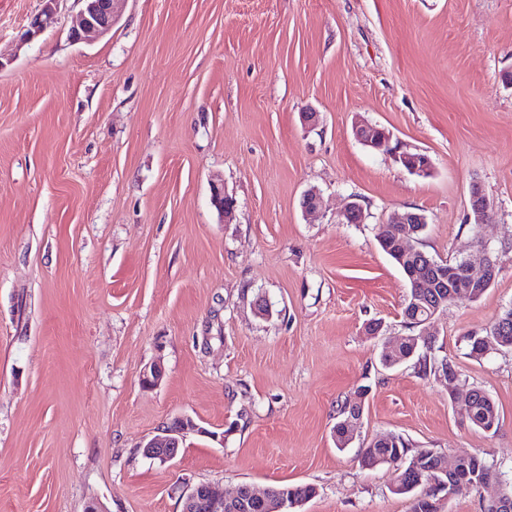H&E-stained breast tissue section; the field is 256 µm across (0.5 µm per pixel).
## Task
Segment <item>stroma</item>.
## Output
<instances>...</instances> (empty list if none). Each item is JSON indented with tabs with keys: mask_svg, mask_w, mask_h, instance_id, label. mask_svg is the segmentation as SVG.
I'll use <instances>...</instances> for the list:
<instances>
[{
	"mask_svg": "<svg viewBox=\"0 0 512 512\" xmlns=\"http://www.w3.org/2000/svg\"><path fill=\"white\" fill-rule=\"evenodd\" d=\"M41 7L0 0V512H181L200 483L313 485L299 512H412L393 467L358 464L390 433L497 464L499 482L441 512L512 488V353L464 342L512 305V0H123L90 44L70 38L78 0H60L22 40ZM360 120L390 151L356 138ZM475 182L492 205L477 235ZM353 198L364 223H337ZM404 210L425 215L433 257L480 241L499 262L433 326L463 388L494 399L496 432L414 362L383 368L365 332L407 333L409 286L376 240ZM154 363L164 377L144 386ZM361 388L362 426L337 449L338 407ZM182 416L204 434L144 457ZM45 5L43 9L36 14L29 23V28L23 34L26 38H31L49 28L55 21L57 4L60 0H43Z\"/></svg>",
	"mask_w": 512,
	"mask_h": 512,
	"instance_id": "1",
	"label": "stroma"
}]
</instances>
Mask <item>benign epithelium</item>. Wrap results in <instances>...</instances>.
I'll return each mask as SVG.
<instances>
[{"mask_svg": "<svg viewBox=\"0 0 512 512\" xmlns=\"http://www.w3.org/2000/svg\"><path fill=\"white\" fill-rule=\"evenodd\" d=\"M59 0H45L43 9L36 14L29 23V28L24 37L31 38L49 28L55 21L57 4ZM85 6L80 12L76 25L73 26L70 37L77 42H92L108 34L118 17V4L122 0H83ZM356 137L365 145L381 149L388 145L389 133L376 125L359 123L355 126ZM400 161L413 173L427 175L431 171V161L428 156L421 157L404 154ZM212 202L218 212L228 216L234 211L233 198L224 194L223 189L213 187ZM471 213L469 221L472 224H487L490 221V201L486 197L483 187L473 183L470 192ZM301 206L308 215L319 212L321 206L320 192L315 188L305 191ZM364 220L363 206L352 201L344 210L336 215L338 224H360ZM426 218L423 214L407 210L397 214L391 221L380 225L379 236L382 239L395 241L397 253L403 256L415 253L412 245L411 232L406 230L410 224H424ZM465 282V287L456 288L455 296L474 298V290L491 286L498 277L495 264L485 248H480L465 257L463 266L460 267ZM363 415L362 398H357L351 403L350 412L345 421L347 436H353L361 425ZM189 433H206L189 416L180 419L176 426H167L158 431L150 441L143 446V454L161 463H166L174 458ZM469 456H457L453 461H447V455L441 454L432 472L448 477V488L456 491L461 486L482 488L494 482L493 476L486 477L482 482L475 483L466 476L459 475L461 465ZM255 500L269 504L270 512H293L303 505V502L288 503L285 496L274 495V490L258 492L249 485H241L236 492L228 495L224 489L212 484H199L182 495V512H243L249 504ZM485 512H512V497L503 494L483 503Z\"/></svg>", "mask_w": 512, "mask_h": 512, "instance_id": "benign-epithelium-1", "label": "benign epithelium"}]
</instances>
